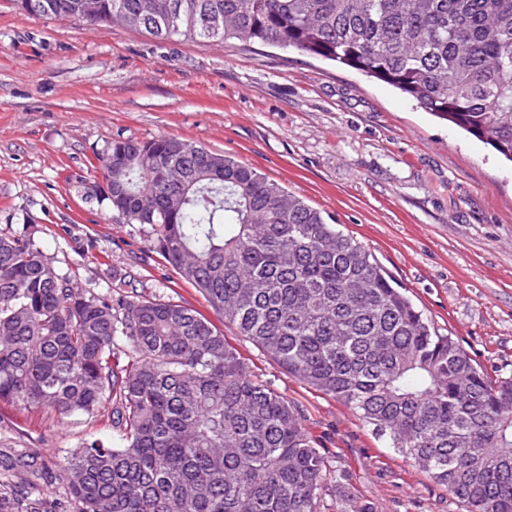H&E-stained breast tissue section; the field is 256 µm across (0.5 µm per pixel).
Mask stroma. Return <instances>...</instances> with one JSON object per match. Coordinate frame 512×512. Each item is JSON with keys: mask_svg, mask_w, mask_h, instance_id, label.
Listing matches in <instances>:
<instances>
[{"mask_svg": "<svg viewBox=\"0 0 512 512\" xmlns=\"http://www.w3.org/2000/svg\"><path fill=\"white\" fill-rule=\"evenodd\" d=\"M183 139L256 168L353 235L441 333L487 371L512 373V163L391 86L292 49L158 41L45 19L0 0V235L31 233L83 288L204 298L102 191L113 140ZM249 376L300 411L328 470L320 512H463L331 396L222 325ZM109 411L60 418L0 402V449L31 453L47 498L75 512L63 452L117 438Z\"/></svg>", "mask_w": 512, "mask_h": 512, "instance_id": "stroma-1", "label": "stroma"}]
</instances>
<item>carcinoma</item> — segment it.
Returning <instances> with one entry per match:
<instances>
[{
    "label": "carcinoma",
    "mask_w": 512,
    "mask_h": 512,
    "mask_svg": "<svg viewBox=\"0 0 512 512\" xmlns=\"http://www.w3.org/2000/svg\"><path fill=\"white\" fill-rule=\"evenodd\" d=\"M95 23L236 39L353 68L512 162V0H97ZM87 0H14L84 20ZM180 14L172 31L168 17ZM112 210L213 312L356 414L467 512H512V376L441 334L372 253L236 158L160 136L97 157ZM131 362L118 368V340ZM0 400L64 417L111 406L82 443L76 512H318L327 460L297 408L254 382L204 314L73 287L30 234L0 237ZM0 512H47L34 460L0 459Z\"/></svg>",
    "instance_id": "carcinoma-1"
}]
</instances>
